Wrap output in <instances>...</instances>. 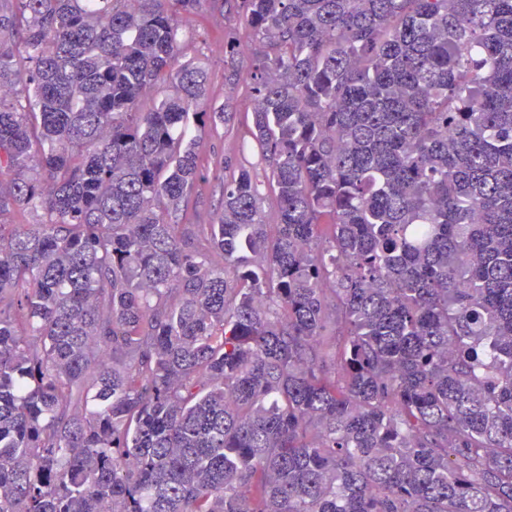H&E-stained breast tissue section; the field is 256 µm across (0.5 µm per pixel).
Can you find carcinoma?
<instances>
[{
    "instance_id": "obj_1",
    "label": "carcinoma",
    "mask_w": 512,
    "mask_h": 512,
    "mask_svg": "<svg viewBox=\"0 0 512 512\" xmlns=\"http://www.w3.org/2000/svg\"><path fill=\"white\" fill-rule=\"evenodd\" d=\"M203 4L0 0V512H512V0H210L178 224ZM224 16L214 14L207 6L193 16L183 29L184 53L200 58L207 69L208 82L205 104L219 107L224 104L227 112H235L229 126L210 129L200 138L199 163L208 173L200 181L188 207L178 215V224H204L216 219L222 211V185L214 179V173L228 165L226 174H231L240 165L249 167L259 187L268 194L270 172L258 151L241 150L243 139L251 123L253 99L249 82L241 75L228 81V59L224 58ZM225 61V62H224ZM199 214L202 216L199 218Z\"/></svg>"
}]
</instances>
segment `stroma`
Returning <instances> with one entry per match:
<instances>
[{"label": "stroma", "mask_w": 512, "mask_h": 512, "mask_svg": "<svg viewBox=\"0 0 512 512\" xmlns=\"http://www.w3.org/2000/svg\"><path fill=\"white\" fill-rule=\"evenodd\" d=\"M182 44L185 53L200 58L207 69L206 105L224 107L234 115L229 126L207 130L200 138L199 163L207 177L197 184L188 207L178 215L179 223L196 224L203 219H216L222 210V187L214 178L216 171L247 166L263 189L269 184L270 172L258 151L241 148L251 123L253 99L245 78L234 81L227 78L223 16L201 9L184 28Z\"/></svg>", "instance_id": "35a3bbf8"}]
</instances>
